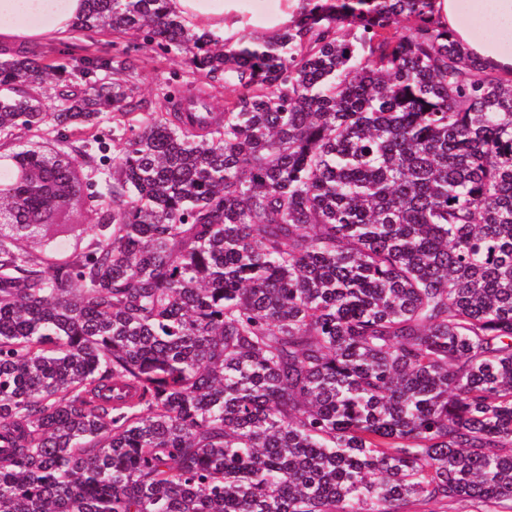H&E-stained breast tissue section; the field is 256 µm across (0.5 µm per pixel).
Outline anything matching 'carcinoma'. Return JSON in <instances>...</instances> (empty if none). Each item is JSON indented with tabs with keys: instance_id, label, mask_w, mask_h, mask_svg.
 Wrapping results in <instances>:
<instances>
[{
	"instance_id": "carcinoma-1",
	"label": "carcinoma",
	"mask_w": 512,
	"mask_h": 512,
	"mask_svg": "<svg viewBox=\"0 0 512 512\" xmlns=\"http://www.w3.org/2000/svg\"><path fill=\"white\" fill-rule=\"evenodd\" d=\"M435 2L233 44L85 0L74 30L231 84L219 116L133 96L123 50L83 87L0 57V167L87 178L67 132L115 121L81 224L0 175V512H512V78Z\"/></svg>"
}]
</instances>
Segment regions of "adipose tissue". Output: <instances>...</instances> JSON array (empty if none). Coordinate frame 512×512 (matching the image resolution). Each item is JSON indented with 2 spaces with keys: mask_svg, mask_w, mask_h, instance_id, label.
Returning a JSON list of instances; mask_svg holds the SVG:
<instances>
[{
  "mask_svg": "<svg viewBox=\"0 0 512 512\" xmlns=\"http://www.w3.org/2000/svg\"><path fill=\"white\" fill-rule=\"evenodd\" d=\"M189 25L235 41L245 28L287 29L299 0H278L270 11L244 0H172ZM84 0H0V50L41 46L70 32ZM437 15L466 55L498 74L512 76V0H437Z\"/></svg>",
  "mask_w": 512,
  "mask_h": 512,
  "instance_id": "1",
  "label": "adipose tissue"
}]
</instances>
